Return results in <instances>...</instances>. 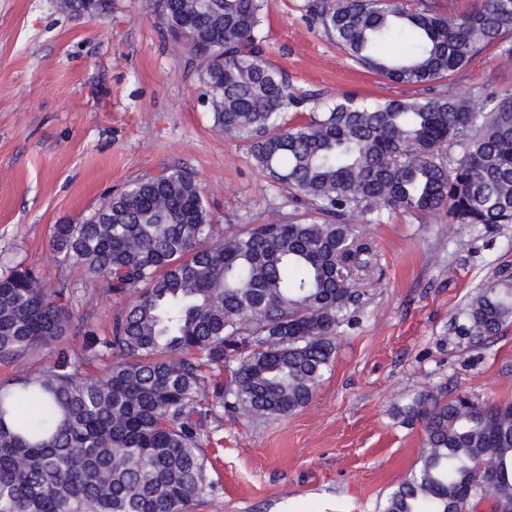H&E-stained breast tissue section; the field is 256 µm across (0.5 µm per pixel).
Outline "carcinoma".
Returning a JSON list of instances; mask_svg holds the SVG:
<instances>
[{"label": "carcinoma", "mask_w": 512, "mask_h": 512, "mask_svg": "<svg viewBox=\"0 0 512 512\" xmlns=\"http://www.w3.org/2000/svg\"><path fill=\"white\" fill-rule=\"evenodd\" d=\"M263 9L161 0V19L207 88L215 128L249 141L269 177L325 220L221 230L201 181L173 168L56 225L60 260L103 294L131 296L107 335L85 333L81 356L63 346L76 320L68 289L19 264L1 272L0 362L57 355L0 384V512H192L211 492L208 419L288 415L312 400L354 321L359 273L377 262L359 225L392 210L512 224V94L321 105L262 55ZM312 12L349 59L394 83H437L490 47L512 63V0L462 15L399 0H318ZM307 101L309 120L286 126L285 111ZM511 321L512 277L480 289L451 331L481 346ZM400 413L422 424L424 450L381 512H472L487 479L493 512H512L511 403L424 394Z\"/></svg>", "instance_id": "carcinoma-1"}]
</instances>
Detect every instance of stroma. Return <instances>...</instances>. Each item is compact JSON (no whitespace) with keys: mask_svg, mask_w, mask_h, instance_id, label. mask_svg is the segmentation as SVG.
I'll return each instance as SVG.
<instances>
[{"mask_svg":"<svg viewBox=\"0 0 512 512\" xmlns=\"http://www.w3.org/2000/svg\"><path fill=\"white\" fill-rule=\"evenodd\" d=\"M313 2L267 0L262 47L323 100L512 92V64L493 48L431 86L382 79L310 24ZM106 3L77 16L60 0H0V265L69 288L77 351L84 332H104L123 304L56 257L53 228L85 220L134 181L194 173L220 227L318 219L268 178L249 142L214 128L159 0ZM363 231L378 263L312 401L286 416L209 421L202 449L214 491L196 512H377L424 448L421 424L405 423L398 407L440 391L512 401V324L478 348L447 338L479 289L512 275V224L479 231L443 212L397 211Z\"/></svg>","mask_w":512,"mask_h":512,"instance_id":"1","label":"stroma"}]
</instances>
